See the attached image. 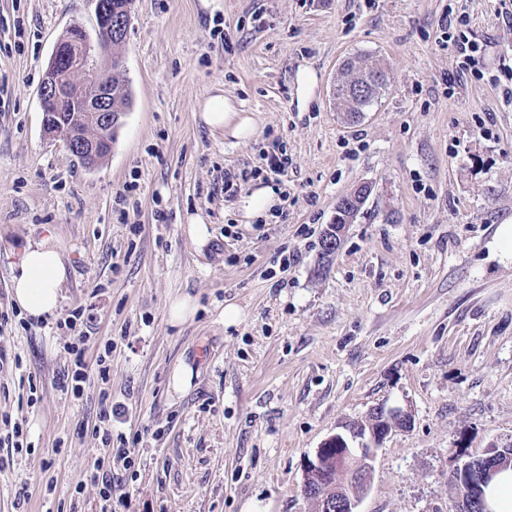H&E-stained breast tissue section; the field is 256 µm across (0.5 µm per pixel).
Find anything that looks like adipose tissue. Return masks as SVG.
<instances>
[{"label": "adipose tissue", "mask_w": 512, "mask_h": 512, "mask_svg": "<svg viewBox=\"0 0 512 512\" xmlns=\"http://www.w3.org/2000/svg\"><path fill=\"white\" fill-rule=\"evenodd\" d=\"M198 112L206 126L224 130L235 139L246 140L255 133L253 119L238 112L222 89H215L203 100ZM65 280L61 255L41 244L31 246L24 251L19 270L12 278V297L26 316L39 319L58 309Z\"/></svg>", "instance_id": "1"}]
</instances>
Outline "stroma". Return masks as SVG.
<instances>
[{"label":"stroma","mask_w":512,"mask_h":512,"mask_svg":"<svg viewBox=\"0 0 512 512\" xmlns=\"http://www.w3.org/2000/svg\"><path fill=\"white\" fill-rule=\"evenodd\" d=\"M449 14L486 47L452 87ZM74 26L96 40L93 0H0V419L25 417L34 445L0 447V512L102 510L87 432L99 390L61 386L77 332L57 323L76 310L114 343L107 389L127 409L114 430L137 457L136 478L112 467L125 512H315L307 460L381 406L412 424L379 447L361 512H456L457 455L512 439V260L492 246L512 216V83L492 82L512 68V0H133V105L93 170L42 133L44 69ZM357 55L382 59L390 84L351 122L332 92ZM305 63L320 82L302 111ZM218 85L252 139L197 117ZM273 151L286 175L267 172ZM260 181L282 203L258 225L237 202ZM361 182L373 191L326 254L336 204ZM198 212L202 243L184 222ZM36 244L66 267L61 307L40 321L10 288ZM180 298L195 312L173 324ZM229 304L242 315L228 326ZM180 364L193 377L176 394Z\"/></svg>","instance_id":"obj_1"}]
</instances>
